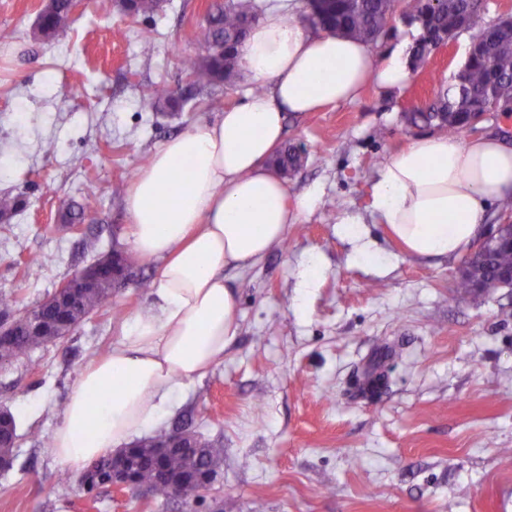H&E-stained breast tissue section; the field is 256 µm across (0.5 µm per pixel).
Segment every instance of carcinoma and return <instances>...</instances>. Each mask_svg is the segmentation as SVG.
I'll list each match as a JSON object with an SVG mask.
<instances>
[{
	"label": "carcinoma",
	"instance_id": "carcinoma-1",
	"mask_svg": "<svg viewBox=\"0 0 512 512\" xmlns=\"http://www.w3.org/2000/svg\"><path fill=\"white\" fill-rule=\"evenodd\" d=\"M70 0H52L39 13L38 34L49 40L69 20ZM158 7V0H129L127 13L132 17H148ZM481 9L478 0H449L448 8L433 0H307L303 14L307 23L375 43L389 32V24L400 17L419 26L421 33L410 57V67L417 70L433 51L439 32L459 15L474 23ZM260 10L256 0H227L209 10L204 30L203 53L195 57H178V62L192 86L214 89L234 86L239 72V47L245 40ZM512 97V21L499 18L475 38L458 71V80L439 85L429 105L409 111V122L417 127L440 124L450 133L469 130L470 113L481 112L497 99ZM148 99L158 108L176 103L178 97L165 83L149 89ZM275 166L282 175H295L303 167L298 148L283 145L277 151ZM98 195L90 189L82 203L69 210L67 221L79 223L97 212ZM482 263L481 292L498 289L496 270L512 267V250L490 251L478 259ZM112 288H92L80 293L73 302L71 318L83 323L93 312L109 304ZM59 340L57 336H32L23 331L5 344L0 362L10 364L22 356ZM160 438L148 436L130 447L90 463L86 468L84 489L92 493L112 488V470L117 466L131 469L138 483L155 490L167 502L170 489L160 481L161 473L185 478L197 488L196 497L203 498L213 489L222 462V449L200 437L198 448L168 449L159 447Z\"/></svg>",
	"mask_w": 512,
	"mask_h": 512
}]
</instances>
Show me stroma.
<instances>
[{"label": "stroma", "mask_w": 512, "mask_h": 512, "mask_svg": "<svg viewBox=\"0 0 512 512\" xmlns=\"http://www.w3.org/2000/svg\"><path fill=\"white\" fill-rule=\"evenodd\" d=\"M211 2L160 0L133 19L83 0L46 43L35 35L43 0H0V193L25 202L0 223V293L19 308L112 250L133 252L128 172L242 102V78L220 87L217 106L201 94L170 115L147 99L155 83L187 89L176 57L202 53ZM510 8L485 0L474 25L403 87L372 82L354 101L288 118L284 141L304 157L288 199L309 190L317 199L281 245L227 271L240 334L148 430L186 422L223 448L207 497L165 503L102 491L93 500L79 477L56 482L62 466L45 441L83 368L121 338L112 306L129 317L151 302L130 285L68 338L0 367V405L18 434L14 465L0 470V512H254L258 501L263 512H512V289L457 297L462 256L406 255L370 209L376 170L420 135L405 112L450 82L474 37ZM91 186L97 214L81 232L63 229ZM347 215L386 254L384 266L355 260L340 224ZM310 257L323 273L306 288Z\"/></svg>", "instance_id": "obj_1"}]
</instances>
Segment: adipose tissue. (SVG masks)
I'll return each instance as SVG.
<instances>
[{
  "mask_svg": "<svg viewBox=\"0 0 512 512\" xmlns=\"http://www.w3.org/2000/svg\"><path fill=\"white\" fill-rule=\"evenodd\" d=\"M242 72L265 84L211 124L152 155L126 197L136 252L157 260L150 306L126 323L111 354L72 386L52 436L57 460L81 474L154 424L178 387L223 361L240 325L225 282L281 244L297 209L269 167L287 115L354 99L371 79L403 86L401 53L376 64L370 43L311 28L286 8L266 11L239 49ZM512 195V147L490 136L435 134L412 141L377 171L371 206L413 257L466 252L495 202Z\"/></svg>",
  "mask_w": 512,
  "mask_h": 512,
  "instance_id": "adipose-tissue-1",
  "label": "adipose tissue"
}]
</instances>
